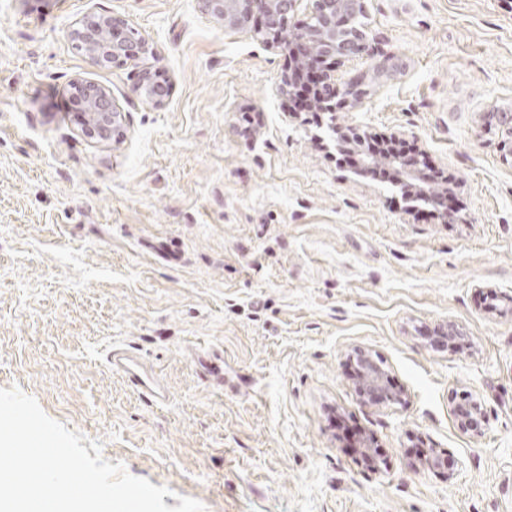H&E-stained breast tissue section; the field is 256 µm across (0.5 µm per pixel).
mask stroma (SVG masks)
Returning a JSON list of instances; mask_svg holds the SVG:
<instances>
[{
	"mask_svg": "<svg viewBox=\"0 0 512 512\" xmlns=\"http://www.w3.org/2000/svg\"><path fill=\"white\" fill-rule=\"evenodd\" d=\"M366 10L373 54L336 72L363 80L362 105L336 121L452 174L449 220L337 166L279 88L284 52L202 0H0V389L168 487L166 506L512 512V164L481 129L512 110V0ZM112 14L151 51L100 68L72 32ZM145 70L164 104L134 95ZM81 81L111 93L119 140L84 135L68 104ZM448 323L464 349L440 336ZM121 344L161 374L167 406L107 368ZM208 347L223 380L198 366ZM357 348L404 402L364 403ZM460 390L487 411L481 435L457 426ZM336 415L375 438V466L337 440ZM420 438L453 479L421 467Z\"/></svg>",
	"mask_w": 512,
	"mask_h": 512,
	"instance_id": "35a3bbf8",
	"label": "stroma"
}]
</instances>
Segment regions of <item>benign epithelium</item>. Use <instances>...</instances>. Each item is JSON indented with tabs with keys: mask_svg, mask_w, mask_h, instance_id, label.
<instances>
[{
	"mask_svg": "<svg viewBox=\"0 0 512 512\" xmlns=\"http://www.w3.org/2000/svg\"><path fill=\"white\" fill-rule=\"evenodd\" d=\"M207 11L224 20V26L244 28L252 26L255 33L272 35L283 51L288 54V77L280 83L287 89L291 75L302 73L303 67H315L313 79L319 81L318 93L311 105L299 104L303 110L333 114L355 109L361 103V89L353 84H338L334 67L369 52L366 34L353 25L365 15V0H312L309 21L291 26L298 0H202ZM87 56L99 67L114 63L138 61L148 52V43L142 36L128 29L124 19L102 15L88 23L80 32L73 33ZM80 99L85 104L87 120L84 134L90 138L108 139L121 133L120 114L112 106L108 91L95 83L79 86ZM133 92L162 103L168 96L165 88L158 87L150 74H143ZM491 123L498 130L503 146L512 158V113L491 112ZM336 146L346 149L367 136L360 127L330 124ZM427 159L424 155L396 158L388 154H368L361 159L364 168L371 170L387 164L394 170V181L401 187L406 198L426 197L437 215L448 220V193L428 185L424 180ZM353 356L360 370L357 383L365 402L376 404L384 401L400 402L402 393L391 388L389 378L380 358L367 349H357ZM453 412L458 427L476 436L482 433L486 413L482 402L470 391L455 393ZM421 465L429 470L445 472L448 477V452L431 449Z\"/></svg>",
	"mask_w": 512,
	"mask_h": 512,
	"instance_id": "benign-epithelium-1",
	"label": "benign epithelium"
}]
</instances>
